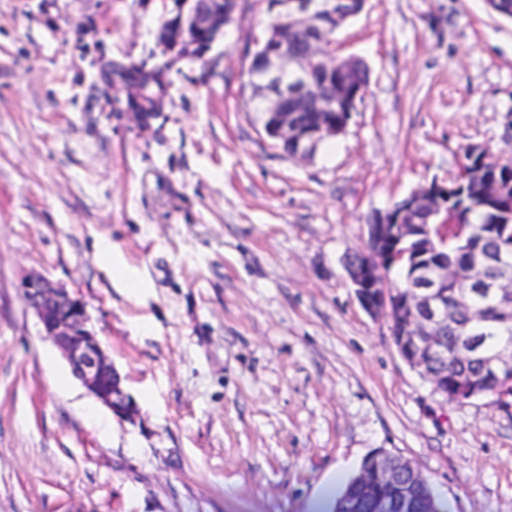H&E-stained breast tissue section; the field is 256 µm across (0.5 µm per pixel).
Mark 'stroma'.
Wrapping results in <instances>:
<instances>
[{
    "instance_id": "1",
    "label": "stroma",
    "mask_w": 512,
    "mask_h": 512,
    "mask_svg": "<svg viewBox=\"0 0 512 512\" xmlns=\"http://www.w3.org/2000/svg\"><path fill=\"white\" fill-rule=\"evenodd\" d=\"M171 0H0V512H309L377 451L441 512H512V402L446 401L358 303L369 216L512 160V20L484 0H366L336 31L369 91L307 161L248 102L242 0L136 121L104 72L160 62ZM82 298L139 408L122 422L17 293Z\"/></svg>"
}]
</instances>
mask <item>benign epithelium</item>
Instances as JSON below:
<instances>
[{"label": "benign epithelium", "mask_w": 512, "mask_h": 512, "mask_svg": "<svg viewBox=\"0 0 512 512\" xmlns=\"http://www.w3.org/2000/svg\"><path fill=\"white\" fill-rule=\"evenodd\" d=\"M173 8L159 36L164 57L204 60L216 40L236 18L239 0H206L208 8L195 10L196 0H172ZM364 4L352 0H271L269 22L252 35L248 86L261 95L267 120L263 129L281 148L292 147L291 156L311 157L324 141L344 132L346 123L319 120L301 130L297 114L307 109L320 115L339 110L351 115L368 93V86L344 87L327 93L324 86L336 83V66L345 72L357 59L336 60V50L326 29L337 31L356 17ZM309 31L307 45L300 52L288 45V26ZM321 65L324 83L314 80V68ZM112 81L132 90L125 111L137 116L159 112L165 97L148 102L143 87L168 86L167 63L148 68L142 64H113ZM483 170L461 161L447 181H432L411 192L383 215L368 219L367 248L353 254L347 274L361 307L372 315L383 314L389 322L393 342L402 358L431 382L436 393L450 402H461L485 393L484 382H503L512 377V338L506 337L496 353L483 360L485 381L461 379L448 385V377L428 370L436 359L448 357L443 332L448 329V286L455 287L463 303L472 294L470 285L495 302L502 316L500 324L512 325V179L487 182L490 192L508 202L505 220L496 224L500 243L494 259L503 269L499 278L482 275L481 259L469 272L467 286L459 287L458 273L448 263L430 256L448 249V242H467L475 230L469 216L448 213V195L464 182L481 177ZM429 206L426 222L415 215L418 200ZM456 225L455 237L448 238L442 225ZM403 273L402 284L387 286V271ZM19 297L36 316L41 335L56 346L73 374L90 393L115 416L132 419L137 407L121 384V378L106 356L96 331L90 326L86 305L79 297L56 287L42 276H27L18 285ZM428 480L405 458L379 452L368 459L359 477L369 512H439L432 498L422 493Z\"/></svg>", "instance_id": "obj_1"}]
</instances>
